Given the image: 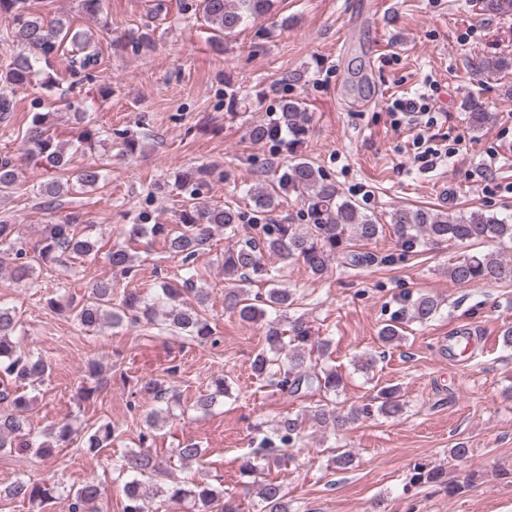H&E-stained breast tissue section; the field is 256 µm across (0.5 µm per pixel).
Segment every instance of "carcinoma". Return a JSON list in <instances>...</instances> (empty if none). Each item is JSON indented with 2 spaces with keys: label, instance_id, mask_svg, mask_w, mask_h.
Here are the masks:
<instances>
[{
  "label": "carcinoma",
  "instance_id": "obj_1",
  "mask_svg": "<svg viewBox=\"0 0 512 512\" xmlns=\"http://www.w3.org/2000/svg\"><path fill=\"white\" fill-rule=\"evenodd\" d=\"M182 11L200 12L211 29L226 35L246 23L256 21L274 7L273 0H183ZM481 9L500 18H512V0H482ZM0 18L7 21L0 31V43L12 48L13 55L0 71L4 86H24L39 74H45L43 85L50 89L56 79L49 73L61 53L63 44L70 42L67 71L79 77V84L95 86L96 95L103 100L112 97V85L98 83L97 68L101 59L93 36L71 31L62 18L47 21L32 10L31 0H0ZM153 43L148 32L136 36L121 35L111 41L120 52L139 53ZM487 71L512 70V57L494 54L482 60ZM86 113L76 112L79 127L78 146L94 150L100 131L85 121ZM311 115L296 100H283L280 111L272 113L262 123L251 126L249 137L256 142L288 145L294 152L309 129ZM119 140L120 154L132 157L139 147V139L126 130L114 132ZM27 159H39L50 167L67 170L68 161L63 149L56 142L50 113L35 112L28 123L23 153L17 158L10 153L0 154V270L8 267L15 283H27L45 271L62 276L70 268L69 260L75 255L93 253L96 242L88 234L78 231L81 216L69 213L64 219L44 225L40 236L33 243L20 235L19 225L5 214L3 204L18 186L19 167ZM207 170L179 174L174 187L184 194L183 204L176 224H149L141 215L140 222L126 225V240L112 246L107 258L112 269L123 275H135L139 254L132 245L144 238L160 240L164 247L180 257L181 285L163 282L159 292L146 298L136 292L115 293L110 279L94 280L83 286L69 283L46 299V306L73 317L76 325L88 332L105 327H118L127 321L137 324L162 320L170 330L200 345L214 342V329L205 316L204 305L208 290L195 282L198 277L194 263L210 251L217 229L233 244L220 258L224 281L230 284L224 295L226 308L246 323H265V347L252 361L253 373L283 392L301 390L318 393L323 403L294 415H284L275 422L272 436L260 442L262 459L279 462L282 448L301 442L309 424L342 428L360 418L375 414L396 418L403 413L404 402L396 386L379 390L380 404L371 403L342 413L329 407L333 397L342 388L341 375L333 369L311 364V353H324L329 342L314 339L311 325L304 316L289 315L297 301L296 293L276 284V269L265 263L273 256L288 264L299 262L314 275L323 274L334 260L361 267L374 261L367 254L353 250L359 242L375 240L382 234L383 225L377 216L363 211L358 204L340 192L336 182L303 158H294L288 168L275 180L253 183L246 195L251 203L252 216L237 208L211 207L201 201L202 187L206 184ZM106 180L103 169L89 165L68 175L65 183L57 180L41 183L39 195L48 199V205L60 197L64 189L86 190L101 186ZM293 193L306 210L307 224H277L271 219L281 204V194ZM391 223L402 242L411 251L424 243L454 242L458 244H493L495 249L467 254L448 266V277L458 285L476 282H512V260L505 257V250L512 249V220L500 218L491 212L474 211L469 214L442 210L403 208L391 216ZM255 281L266 282L265 292L251 293L248 285ZM441 307L440 301L423 294L411 300L400 313L379 330V340L391 345L402 339L403 320L425 324L431 321ZM20 335V318L15 307L0 302V379L7 386L0 390V451L14 447V441L30 435L28 413L34 401L32 392L38 390L50 373V364L41 355L26 351L17 340ZM158 407L147 412L146 429L139 434V447L154 441L166 421L186 412H207L229 396V385L224 376L211 381V389L189 406H183L173 395L172 387L159 380L144 384ZM78 431L64 423L49 432L36 436L28 446L37 449L42 457H50L53 449L73 443ZM120 436L112 422H102L81 436L82 450L98 455ZM158 470L153 458L142 451L132 450L114 465L117 478L124 479L123 512H145L144 502L149 498L163 497L176 506H187L191 512H241L237 500L224 495V491L202 481L147 484L142 476ZM443 471L425 463H416L410 471L408 484L420 487L425 484H442ZM446 484V483H444ZM449 493L460 490L459 485L446 484ZM103 494L101 484L94 478L73 488L60 481L46 488L25 477H18L0 489V495L19 499L37 507L45 500L58 495L70 501V512H92V506ZM258 512H291L287 493L282 483L266 479L259 484Z\"/></svg>",
  "mask_w": 512,
  "mask_h": 512
}]
</instances>
